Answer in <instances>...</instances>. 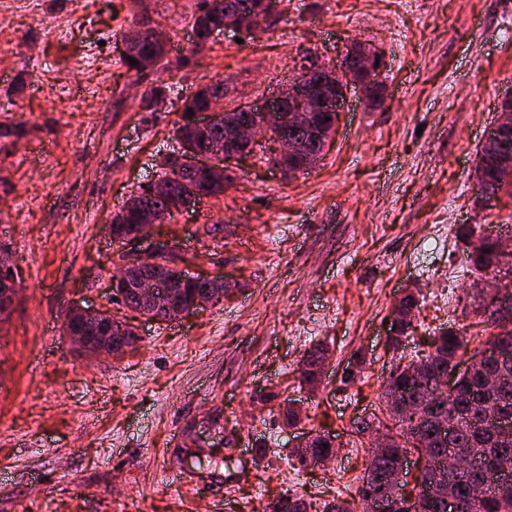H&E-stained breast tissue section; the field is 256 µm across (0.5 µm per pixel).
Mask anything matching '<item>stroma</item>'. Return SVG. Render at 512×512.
I'll return each instance as SVG.
<instances>
[{
  "label": "stroma",
  "instance_id": "obj_1",
  "mask_svg": "<svg viewBox=\"0 0 512 512\" xmlns=\"http://www.w3.org/2000/svg\"><path fill=\"white\" fill-rule=\"evenodd\" d=\"M197 3L0 0V247L18 272L0 324V512H259L283 493L322 512L364 473L371 440L351 423L377 413L394 356L421 357L444 326L473 348L494 331L458 228L512 241V196L474 185L512 87V0H281L265 31L198 52ZM155 26L166 58L127 71L126 35ZM356 41L382 51V104L348 93L314 167L284 174L256 145L228 163L222 196L163 224L193 270L223 272V300L172 323L118 304L108 226L177 151L184 99L220 81L224 109L264 105L302 52L333 65ZM412 289L394 352L391 310ZM76 304L135 326V349L72 346ZM319 343L312 391L299 363ZM315 430L336 454L306 469L297 446Z\"/></svg>",
  "mask_w": 512,
  "mask_h": 512
}]
</instances>
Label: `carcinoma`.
<instances>
[{
  "mask_svg": "<svg viewBox=\"0 0 512 512\" xmlns=\"http://www.w3.org/2000/svg\"><path fill=\"white\" fill-rule=\"evenodd\" d=\"M261 0H199V9L193 16L192 31L203 33L209 38L215 30H221L226 18H242L246 22V32L255 33L268 23L270 16L260 15L258 7ZM346 67L362 76L367 85V98L373 105L383 98V82L376 80L377 73L360 68L357 45L350 46L343 58ZM224 86L217 82L199 89L185 103L183 122L178 126V137H186L198 145L224 140V123L211 125L206 130L193 126L189 111L198 112L209 107L210 100ZM512 151V127L504 134L502 144H484L476 152L475 179L481 198L489 201L501 191L512 195V164L507 162L505 153ZM185 163L175 157H167L161 164L160 176L167 183V196L155 200V204L169 209V215L179 212L177 204L195 207L200 198L198 193L209 196L224 193V183L230 181L224 174V161L214 159L213 169L192 174L184 170ZM142 223L138 212L130 210L120 212L112 220V237L119 239L132 232ZM463 237L471 250L468 253L473 269L477 271H495L500 264L501 253L497 238L481 233L477 240H472L473 231L465 229ZM158 269L172 284L179 288L171 308L188 305L198 295L206 293V288L193 280L190 272L179 266H171L162 260ZM125 307L135 310L151 320L163 321L167 318V308L162 304L149 305L140 300L131 288L122 293ZM493 324L498 332L488 339L501 350V357L494 360L492 370L497 377L495 384L486 382L483 370L471 375H464L456 381L454 393L444 394L437 399L434 406L426 413L413 417L399 414L389 409L393 419L399 422V433L395 446L385 450L383 455L370 460L369 469L375 479L360 481L355 487L351 499H338L324 506V512H355L364 508V502H385L395 492L389 480L400 464V459L407 454L403 439L411 437L415 430L420 432L432 445L433 459L428 469L438 472L446 479L429 482L424 477L414 479L415 490L412 499L402 500L405 507L401 512H447L448 496L458 502V512H512V483L507 486L493 485L489 482L492 473L504 467L512 469V432L506 433L493 428L485 421L487 411H497L506 420L512 422V310L504 312L491 309ZM431 350L417 361L407 364L398 363L386 374L383 381L382 397L385 403L390 398L399 399L418 405L417 397L424 393L413 392L409 387L416 384L415 363L428 361L430 376H435L442 368L440 364L431 363L432 358H444L451 361L466 351V344L461 331L452 327L441 328L430 343ZM324 357L323 350L314 347L302 357L299 366L301 383L312 387L319 378L318 366ZM456 448H469L476 455L477 461L466 473H450L441 466V461L448 458V453Z\"/></svg>",
  "mask_w": 512,
  "mask_h": 512,
  "instance_id": "1",
  "label": "carcinoma"
}]
</instances>
